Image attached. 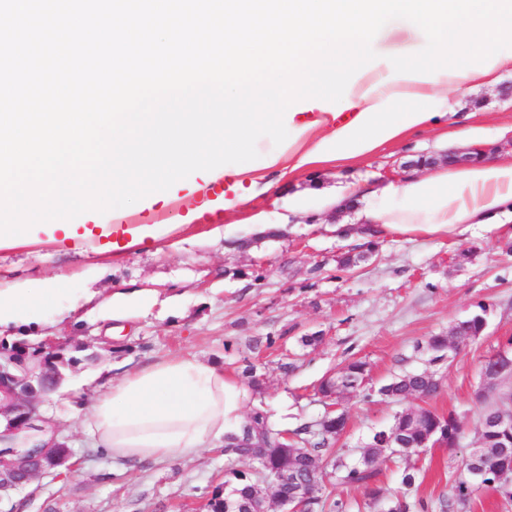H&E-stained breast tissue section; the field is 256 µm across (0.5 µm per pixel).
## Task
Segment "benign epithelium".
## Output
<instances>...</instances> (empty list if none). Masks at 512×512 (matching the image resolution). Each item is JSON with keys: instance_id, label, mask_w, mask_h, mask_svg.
<instances>
[{"instance_id": "7a95c632", "label": "benign epithelium", "mask_w": 512, "mask_h": 512, "mask_svg": "<svg viewBox=\"0 0 512 512\" xmlns=\"http://www.w3.org/2000/svg\"><path fill=\"white\" fill-rule=\"evenodd\" d=\"M63 350L60 342H46L35 369L23 361L12 373L0 364V501L43 474L73 467L66 438L52 419L40 413L37 397V392L56 390L63 382ZM48 431L49 441H36Z\"/></svg>"}]
</instances>
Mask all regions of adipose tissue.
Instances as JSON below:
<instances>
[{
	"label": "adipose tissue",
	"instance_id": "ef3b65f1",
	"mask_svg": "<svg viewBox=\"0 0 512 512\" xmlns=\"http://www.w3.org/2000/svg\"><path fill=\"white\" fill-rule=\"evenodd\" d=\"M512 70V57L499 58L488 72L439 75L436 81L389 80L379 65L354 83L348 116L332 112H300L290 123L300 136L287 154L267 156V166L289 171L321 164L339 165L364 157L411 131L446 126L443 148L459 138L481 147L484 127L457 125L448 103L449 91L466 86H496L502 71ZM354 201L355 221L336 225L338 235L357 237L372 228L381 236L462 235L473 228L488 234L512 230V156L460 166H436L426 176H410L365 195L360 181L318 201L326 210ZM55 277L40 283L16 281L0 287V326L29 323L36 310L55 306L66 295ZM245 390L226 378L223 367L191 355H173L126 372L103 384L80 426L94 447L118 463L161 462L191 457L223 446L237 431Z\"/></svg>",
	"mask_w": 512,
	"mask_h": 512
}]
</instances>
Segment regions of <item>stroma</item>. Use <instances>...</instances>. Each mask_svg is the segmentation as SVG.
Listing matches in <instances>:
<instances>
[{"label":"stroma","mask_w":512,"mask_h":512,"mask_svg":"<svg viewBox=\"0 0 512 512\" xmlns=\"http://www.w3.org/2000/svg\"><path fill=\"white\" fill-rule=\"evenodd\" d=\"M505 85L512 86V73L501 87L448 95L462 114L487 127L486 146L497 155L512 152V98L502 96ZM256 148L252 165L263 170L269 188L241 205L183 225L179 216L197 199L186 188L159 209L121 208L120 218L129 223L157 226L159 237L150 245L104 253L90 239L0 249L1 283L62 276L76 291L27 327L0 328V340L9 342L55 338L74 359L42 409L68 437L77 469L36 478L18 512H207L208 494L223 483L225 470L248 469L250 461L207 448L191 458L118 465L91 447L79 426L105 381L179 353L222 365L248 388L242 416L261 409L281 429L320 420L326 406L315 393L319 382L349 360L366 362L374 395L366 401L350 392L339 399L347 421L341 446L357 448L373 429L392 425L403 407L453 414L462 439L456 449L430 448L416 456L420 476L408 489L401 483L404 458L382 453L375 464L382 502L336 479L327 493L343 500L346 512H385L388 500L402 495L442 512L454 498L462 459L477 444L482 363L512 339V236L384 237L365 261L340 269L343 254L364 248L332 230L351 223V214L292 212L289 196L312 189L332 193L355 179L376 183L410 159L434 156L432 133L408 134L346 168L326 164L292 174L266 168V156L276 150L269 138H260ZM257 213L279 225L278 235H253L248 219ZM217 227L222 235H214ZM116 292L143 297L145 304L129 318H108L103 301ZM477 314L485 319L480 336L451 358L432 360L425 340ZM310 335L316 343L304 345ZM270 336L275 346H267ZM249 363L260 381L256 390L243 373ZM410 370L434 373L438 393L400 406L379 395L382 385Z\"/></svg>","instance_id":"1"}]
</instances>
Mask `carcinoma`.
I'll return each instance as SVG.
<instances>
[{"label":"carcinoma","instance_id":"carcinoma-1","mask_svg":"<svg viewBox=\"0 0 512 512\" xmlns=\"http://www.w3.org/2000/svg\"><path fill=\"white\" fill-rule=\"evenodd\" d=\"M483 317L475 315L455 325L459 339L463 343L479 336ZM42 342H31L19 339L12 343L0 341V356L7 359L19 354L26 355L29 364L38 361ZM367 364L360 360L347 362L339 371L324 378L318 386V394L324 401L330 395L357 391L368 399L365 380ZM439 390V383L433 374L427 371L408 372L393 377L387 384L379 388V393L386 398L400 402L409 396L432 397ZM500 411V407L489 404L484 407L480 417L483 428L478 431V440L488 448L486 455L477 461L465 458L463 469L470 471L476 463L483 471V484L492 489L506 501H512V486H508V477L504 476L505 459L500 449L506 446L512 452V444L499 438L495 429L490 427L492 416ZM415 420H407L404 412L395 415L394 422L387 428L374 431L362 446L359 459L349 463L338 455L332 461V470L340 475L342 483L358 485L367 489L368 496L375 502L380 501L383 491L374 484L377 476L375 462L385 450L386 442H391V452L402 455L422 451L421 443L425 436L436 426L439 415L429 409L414 410ZM346 418L342 413L328 412L324 416L323 426L312 429V425L302 423L291 430V451L279 447L280 430L274 428L267 413L256 410L251 419L237 433L227 436L224 453L239 458L257 457V467L248 470L232 469L225 474L224 484L215 487L207 500L208 512H248L251 503L260 498V484L270 483L276 476L286 473L288 479L281 481L277 493L284 498L298 499L303 491L310 490L313 496L308 500L311 512L329 508V512H345L346 505L342 500L326 503L323 495L326 490L327 472L319 464V457L335 453V445L344 432Z\"/></svg>","mask_w":512,"mask_h":512}]
</instances>
